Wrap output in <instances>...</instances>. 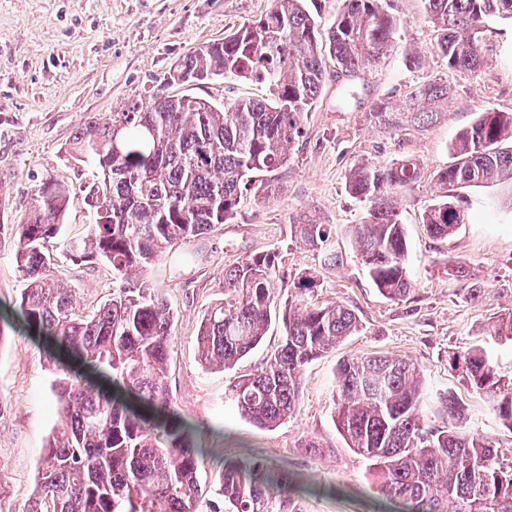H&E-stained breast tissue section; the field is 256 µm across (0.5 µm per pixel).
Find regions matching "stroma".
<instances>
[{"label": "stroma", "instance_id": "1", "mask_svg": "<svg viewBox=\"0 0 512 512\" xmlns=\"http://www.w3.org/2000/svg\"><path fill=\"white\" fill-rule=\"evenodd\" d=\"M400 24L395 48L373 69L346 75L327 60L320 97L303 118L304 133L288 146V164L270 174L269 190L241 197L230 221L168 248L146 271L173 312L166 384L173 409L190 425L198 458L199 512H224L217 493L226 461L254 457L317 486L304 512H377L379 493L367 460L348 448L336 425L338 365L364 355H400L422 370L427 425H441L442 396L454 393L468 427L512 463V430L491 399L462 381L449 350L483 349L498 374L512 379V341L493 324L512 308V192L499 185L464 190L467 221L450 238L431 239L424 217L439 190L437 171L452 165V144L476 113L512 112V20H496L483 47L479 75L449 68L434 44L424 0H388ZM271 0H0V307L19 302L24 286L15 261V226L37 186L65 182L71 204L48 251L75 290L80 313L93 315L112 291V270L72 253L91 229L84 188L96 170L72 154L76 133L92 117L119 112L153 93L221 102L266 98L267 85L218 79L203 85L170 78L175 63L258 18ZM418 64H410V56ZM447 85V102L433 121L419 123L401 106L416 87ZM393 107L385 125L375 109ZM415 158L420 180L403 193L400 222L415 291L400 303L382 297L366 277L350 227L366 211L347 190L357 165ZM299 224H323L332 233L339 266L304 244ZM276 253L272 310L294 292L301 271L316 274L313 305L342 303L363 328L306 366L295 413L275 428L242 417L228 397L234 377L260 370L282 342L271 323L260 346L233 369L202 365L197 335L205 309L224 297V269L257 253ZM484 293L464 296L470 283ZM56 370L41 343L20 326L0 321V512H26L37 491L38 468L58 423Z\"/></svg>", "mask_w": 512, "mask_h": 512}]
</instances>
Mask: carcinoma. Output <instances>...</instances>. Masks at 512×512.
<instances>
[{
	"instance_id": "1",
	"label": "carcinoma",
	"mask_w": 512,
	"mask_h": 512,
	"mask_svg": "<svg viewBox=\"0 0 512 512\" xmlns=\"http://www.w3.org/2000/svg\"><path fill=\"white\" fill-rule=\"evenodd\" d=\"M345 2L328 40L341 70L356 74L392 50L399 19L385 0ZM426 4L448 67L474 73L483 65L490 22L512 19V0ZM318 35L304 0H272L258 19L177 62L172 75L184 83L249 77L267 84L272 98L216 104L151 94L80 130L73 149L100 181L86 195L95 224L73 249L112 266L110 298L91 316L78 314L74 289L46 253L70 192L51 178L36 189L29 215L16 225L15 259L25 281L16 313L30 334L52 345L60 423L28 512H198L197 451L164 382L170 309L147 282L131 280L130 271L147 269L165 249L232 219L258 175L288 165L285 147L301 136L303 114L325 81ZM447 99L448 86L422 84L405 109L419 120L432 113L428 106ZM453 150L454 164L436 173L439 185L455 190L512 180V113H478ZM420 175L415 161L403 159L357 166L347 180L367 212V221L351 226L361 265L394 302L414 288L396 199ZM464 223L462 200L446 195L424 219L436 239ZM296 232L313 247L331 237L323 224H298ZM275 262L274 254L250 255L224 269V301L208 308L201 323L202 364L230 370L259 346L272 322ZM314 286V276L300 277L279 317L280 348L258 373L231 382V399L258 426L284 423L300 400L304 368L359 331L348 306H309L305 295ZM448 357L512 429V381L498 376L478 348ZM336 387L338 427L348 447L369 462L383 512H512V466L504 470L499 450L466 429L452 397L443 400L448 422L425 424V385L414 362L351 358L339 364ZM219 495L225 512H302L292 475L258 462H224Z\"/></svg>"
}]
</instances>
